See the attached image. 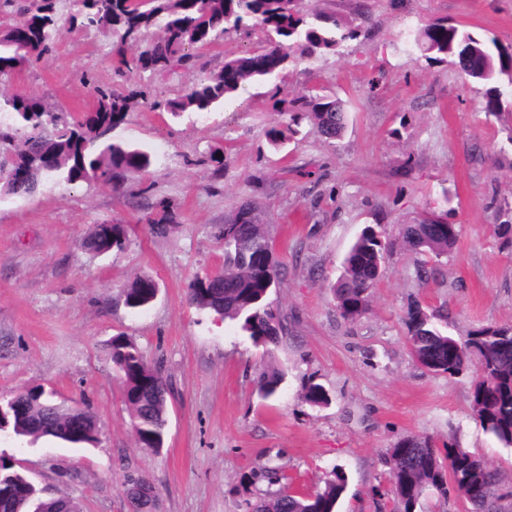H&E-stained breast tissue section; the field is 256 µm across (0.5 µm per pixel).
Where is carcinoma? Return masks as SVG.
Listing matches in <instances>:
<instances>
[{
  "label": "carcinoma",
  "mask_w": 512,
  "mask_h": 512,
  "mask_svg": "<svg viewBox=\"0 0 512 512\" xmlns=\"http://www.w3.org/2000/svg\"><path fill=\"white\" fill-rule=\"evenodd\" d=\"M60 0H22L12 22L0 28V77L32 59L50 53L61 37ZM71 19L84 31L112 33L117 45L138 41L156 27L160 35L144 42L137 55L123 61L126 69L164 75L187 64L189 50L212 45L231 32L260 28L268 36L266 45L243 56L229 58L217 73L197 82L187 92L166 100L164 108L173 116L185 112L212 111L230 100L249 82L268 80L289 63L290 49L300 55L334 54L358 29L325 13H310L303 0H70ZM414 46L437 62L455 67L461 74L486 86L482 112L498 117L504 110L505 91L512 90V45L503 46L445 21H434L414 36ZM97 107L74 117L51 112L35 97L1 95L0 193L25 198L37 193L49 180L69 184L99 181L112 183L119 174L145 172L152 163L146 148L113 136L124 124L130 108L129 95L111 89H96ZM290 122L273 127L267 137L279 148L296 134L295 126L308 120L328 140L341 137L347 116L340 99L316 93L293 100ZM497 233L512 241V204L496 210ZM460 225L448 224L438 215L404 225L403 240L410 250L440 257L455 247ZM219 237L224 240V270L197 275L187 288L191 305L238 323L256 346L279 342L284 323L272 308L269 296L278 284L280 263L266 261L270 239L259 223L253 206L244 202L235 217L225 223ZM126 234L121 224H98L85 239L84 248L96 255L124 248ZM386 253L383 231L367 225L351 246L343 272L333 286L342 316L354 320L368 309V294L379 279ZM158 284L138 277L123 291L124 305L134 311L148 309ZM405 323L415 362L430 371L454 377L469 363H479L480 378L472 392L474 412L483 430L502 445L512 447V326H484L461 342L443 333L413 301ZM112 363L124 388L134 422L137 443L160 450L167 428L168 386L161 370L149 365L138 346L117 335L110 342ZM282 375L265 371L258 379L262 398L279 393ZM304 399L314 406H327L330 396L318 383L305 387ZM3 425L18 437L34 440L51 437L73 445L98 442L97 420L88 410L65 406L54 393L34 388L0 398ZM392 491L403 512H414L428 489L442 494L453 490L469 500L477 512H496L495 473L477 455L456 443L445 445L440 454L427 437L410 436L387 449ZM344 472L335 470L323 488L301 493L282 488L275 493L258 492L246 502L247 512H335L346 489ZM130 512H156V488L129 474L123 484ZM0 512H81L71 497H45L13 461L0 456Z\"/></svg>",
  "instance_id": "carcinoma-1"
}]
</instances>
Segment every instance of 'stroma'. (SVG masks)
<instances>
[{
    "instance_id": "1",
    "label": "stroma",
    "mask_w": 512,
    "mask_h": 512,
    "mask_svg": "<svg viewBox=\"0 0 512 512\" xmlns=\"http://www.w3.org/2000/svg\"><path fill=\"white\" fill-rule=\"evenodd\" d=\"M359 24L338 52L298 58L277 78L248 83L236 99L173 118L135 102L120 128L152 152L147 172L120 187L50 182L20 199L0 195V397L41 386L97 419L96 446L74 449L0 432V455L45 496L84 512H129L122 483L133 473L158 491V512H246L255 467L310 493L342 469L338 512H401L384 462L405 436L456 441L499 477L498 512H512V448L482 429L472 406L476 366L451 377L411 356L407 307L418 300L458 340L483 326L512 325V244L494 232L493 207L512 203V117L486 118L483 85L412 51L411 36L444 18L512 45V0H304ZM53 53L23 64L0 86L73 115L92 108L95 86H150L180 95L258 48L261 30L230 34L166 76H117L112 37L71 29ZM317 87L348 112L341 138L315 125L273 150L266 132L292 100ZM250 202L274 242L282 274L270 300L286 324L280 341L254 347L235 322L189 305L191 280L224 265L219 230ZM439 215L461 227L450 254L421 258L403 225ZM166 218V230L152 224ZM103 223L124 225V250L103 256L82 243ZM385 231L389 252L367 311L342 317L331 285L365 225ZM138 276L159 286L141 313L122 291ZM129 336L168 383L163 448L139 447L109 343ZM284 380L262 398L261 371ZM331 402L304 399L309 382Z\"/></svg>"
}]
</instances>
